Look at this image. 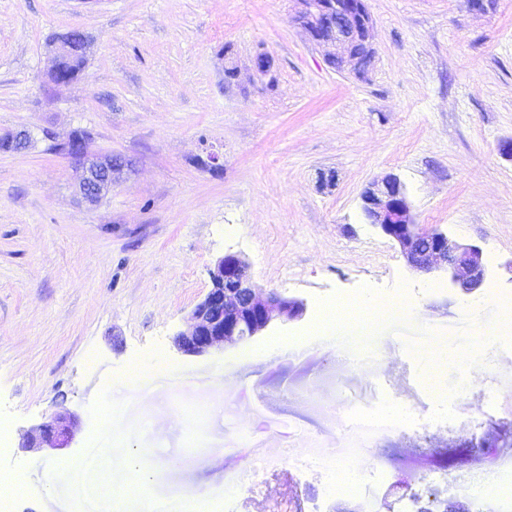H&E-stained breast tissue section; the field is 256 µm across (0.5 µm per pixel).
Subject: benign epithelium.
I'll return each mask as SVG.
<instances>
[{
    "mask_svg": "<svg viewBox=\"0 0 512 512\" xmlns=\"http://www.w3.org/2000/svg\"><path fill=\"white\" fill-rule=\"evenodd\" d=\"M292 21L311 41L325 51L329 64L343 67L354 63L361 74L356 46L372 49L373 19L366 0H294ZM83 34L71 32L50 48L55 59L64 55L87 54ZM0 139L25 149L32 140L26 130L6 131ZM79 173V189L89 203L100 202L111 190L114 175L127 163L117 155L98 156L86 141L77 150L70 139L60 141ZM362 209L369 223L396 241L407 265L418 272L446 274L449 284L464 294H472L487 277L482 249L462 244L440 229L422 231L414 219L404 185L395 176H385L370 184L362 195ZM212 288L189 313L186 329L175 338L176 348L186 355H202L260 336L275 323L300 319L304 301L265 292L253 283L249 265L238 254L227 253L210 272ZM80 431L79 417L68 410L55 412L50 419L22 433L21 447L63 451L72 447Z\"/></svg>",
    "mask_w": 512,
    "mask_h": 512,
    "instance_id": "benign-epithelium-1",
    "label": "benign epithelium"
}]
</instances>
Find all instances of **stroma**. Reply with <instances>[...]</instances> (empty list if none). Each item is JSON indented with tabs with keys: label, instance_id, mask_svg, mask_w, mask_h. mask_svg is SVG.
Here are the masks:
<instances>
[{
	"label": "stroma",
	"instance_id": "35a3bbf8",
	"mask_svg": "<svg viewBox=\"0 0 512 512\" xmlns=\"http://www.w3.org/2000/svg\"><path fill=\"white\" fill-rule=\"evenodd\" d=\"M367 6L374 62L358 77L327 63L292 22V0H0V130L36 136L0 151V475L24 484L12 512H99L70 474L91 448L140 449L152 472L112 512H145L149 497L312 512L343 466L361 472L356 512H405L415 493L512 512L500 493L512 477V342L477 355L481 374L449 367L452 405H437L405 355L467 344L472 297L411 270L361 200L396 175L417 224L482 249L476 296L512 295V0ZM71 30L91 43L86 68L49 86L48 43ZM260 53L275 84L254 70ZM73 130L132 163L94 206L50 149ZM214 151L218 169L206 164ZM227 253L306 314L273 337L184 355L174 338ZM365 294H403L414 310L380 325L348 373L314 323L337 297ZM274 337L302 353L269 350ZM386 396L413 421L377 417ZM348 404L365 413L351 433ZM61 405L81 419L66 456L20 449ZM180 411L191 421L169 423ZM479 470L495 483L477 485Z\"/></svg>",
	"mask_w": 512,
	"mask_h": 512
}]
</instances>
